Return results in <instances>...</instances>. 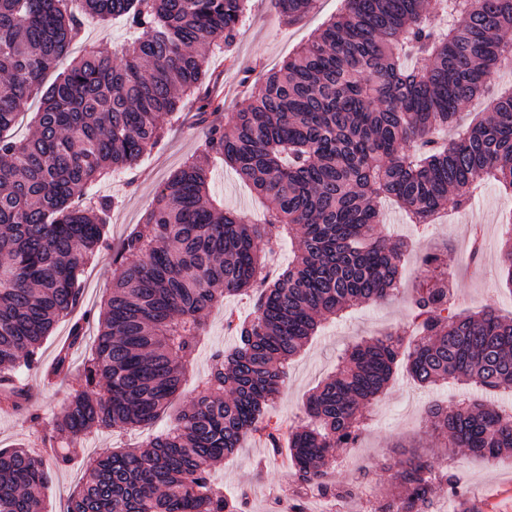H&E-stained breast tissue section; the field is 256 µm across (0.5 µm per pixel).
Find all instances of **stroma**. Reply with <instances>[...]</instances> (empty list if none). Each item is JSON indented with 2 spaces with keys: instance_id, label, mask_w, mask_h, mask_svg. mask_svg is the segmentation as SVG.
I'll use <instances>...</instances> for the list:
<instances>
[{
  "instance_id": "1",
  "label": "stroma",
  "mask_w": 512,
  "mask_h": 512,
  "mask_svg": "<svg viewBox=\"0 0 512 512\" xmlns=\"http://www.w3.org/2000/svg\"><path fill=\"white\" fill-rule=\"evenodd\" d=\"M341 7L342 0H319L314 12L301 24L291 26L277 19L270 0H250V11L236 38L231 59H224L222 54L216 53L208 60L210 72L221 78L225 111H234L237 102L251 90L250 85L242 81L244 70L258 71L280 64ZM200 138L201 131L194 123L193 109H185L183 121L166 125L164 139L139 160L130 176L102 181L91 187L92 196H110L120 201L110 218L109 236L112 241H119L141 220L153 203L158 185L194 155ZM210 171L212 190L223 197L226 207L244 211L251 220L261 219L263 207L260 201L251 196L230 168L219 161L211 164ZM511 210L512 197L491 187L474 200L468 210L450 211L441 223L432 225L428 234L421 237L412 225L405 223L396 208L384 205L383 233L391 238L406 239L410 249L400 293L381 303L353 307L341 317L324 322L317 335L291 361L288 382L271 406L270 417L277 420L282 428H290L302 417L303 404L309 392L334 371L337 358L345 349L405 322L413 290L426 274L420 256L434 243L447 241L454 247L446 262L453 275L452 285L460 310L477 312L491 305L500 314L512 317V293L501 285L498 268L501 218ZM477 227L483 230L485 253L482 265L476 268L467 260V244ZM81 286V307L76 309L73 318L57 323L42 348L40 365L23 374L34 411L42 417L41 425L32 426L24 412H0V448L19 444L35 448L41 451L50 469L51 481L44 492V512H65L71 492L82 482L104 449L137 445L148 432H162L170 423L169 418L164 417L147 431L96 432L72 448V461L68 466H56V451L46 447L43 438L50 432L53 416L64 407L69 391L80 381L82 365L94 345L92 335L97 331L96 326H89V338L73 351L66 377L54 385H47L44 369L54 362L59 348L66 344L72 319L83 318L89 313L99 314L101 302L112 287L111 255H101L85 267ZM249 309L247 299L229 297L225 300L224 309L211 313L208 340L205 346L187 357L186 379L172 401V411L187 407L197 396L209 372L211 350L230 347L232 338L224 325L225 311L243 315ZM476 394L473 387L448 383L421 388L407 378L405 371H397L386 391L369 406V427L358 447L337 449L336 482H352L360 470L366 469L370 472L369 482L376 493L385 492L388 474L380 467L383 456L396 442L414 440L420 442L425 456L435 462L449 464L457 472L464 492L479 501H486V489L503 488L512 481V454L493 460L463 453L449 456L441 439L428 434L422 420L429 402L437 400L452 405ZM216 477L225 488L248 491L249 512H270L272 499L291 482V464L286 454H272L261 442L249 438L236 453L225 458Z\"/></svg>"
}]
</instances>
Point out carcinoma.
<instances>
[{
    "mask_svg": "<svg viewBox=\"0 0 512 512\" xmlns=\"http://www.w3.org/2000/svg\"><path fill=\"white\" fill-rule=\"evenodd\" d=\"M288 24L318 0H274ZM247 0H0V409L30 402L24 370L38 365L55 324L80 304V271L113 250L112 288L95 351L52 421L58 444L99 430L145 427L167 413L185 378L184 359L228 296L252 311L228 318L230 349L169 429L138 448L100 456L67 512H248L226 495L216 468L260 434L277 451L267 407L288 364L321 324L399 291L404 244L381 235L391 201L417 227L448 206L469 205L491 184L512 194V88L502 87L462 133V108L485 98L512 57V0H345L283 65L264 74L240 109L224 116L205 48L229 49ZM119 19L138 37L103 54L71 57L91 21ZM58 70L52 83L45 75ZM41 100L36 131L13 135L21 106ZM194 108L198 155L159 187L142 223L117 248L106 236L115 199L83 202L89 186L132 170ZM224 164L267 203L252 224L216 203L209 162ZM297 238L288 266L266 268L261 244ZM499 265L512 288V234ZM411 319L416 337L389 332L348 348L288 431L294 499L309 492L345 504L353 484L331 479L336 448L357 443L366 415L404 367L419 387L441 382L485 393L512 389V319L487 306L455 311L448 278L426 276ZM68 346L48 371L69 370ZM426 426L447 448L493 459L512 451V409L482 400L432 405ZM383 463L391 488L360 512H432L433 490L460 497L456 472L397 444ZM48 471L33 448L0 449V512H42ZM456 512H473L460 497Z\"/></svg>",
    "mask_w": 512,
    "mask_h": 512,
    "instance_id": "carcinoma-1",
    "label": "carcinoma"
}]
</instances>
